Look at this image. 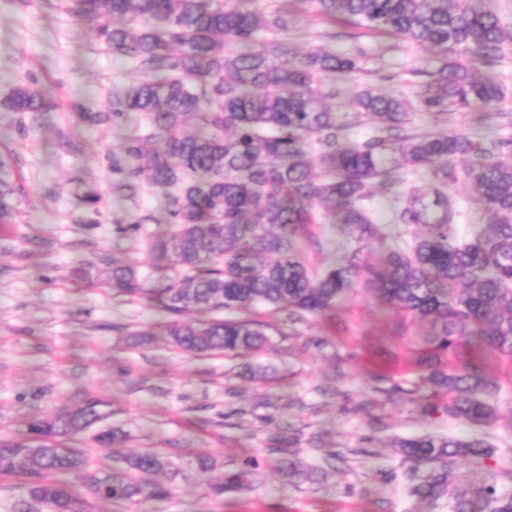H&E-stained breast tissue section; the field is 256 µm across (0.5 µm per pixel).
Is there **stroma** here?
Returning <instances> with one entry per match:
<instances>
[{"mask_svg":"<svg viewBox=\"0 0 512 512\" xmlns=\"http://www.w3.org/2000/svg\"><path fill=\"white\" fill-rule=\"evenodd\" d=\"M266 13L289 7L287 32L263 31L259 45L286 40L293 52L323 48L345 56L363 49L360 71L337 76L330 104L353 138L369 125L354 122L351 96L365 84L417 102L434 55L407 41L350 38L315 17L310 0H258ZM72 0H0V99L26 81L51 92L58 107L40 117L0 107V154L11 153L21 188L11 223L0 224V439L26 421L85 398L108 400L109 425L129 432L122 453L157 449L177 458L194 449L215 466L189 471L173 484L164 512H406V468L400 438L430 434L466 439L485 432L495 452L488 465L512 471V359H483L501 384L499 417L478 428L422 413L428 391L421 326L403 321L359 289L335 310L292 322L256 310L270 343L249 357H195L155 331L160 317L144 300L100 287L110 259L152 272L149 241L168 233L160 220L163 190L145 185L133 201L112 197L110 157L140 120L93 128L79 113L96 112L135 79L115 62ZM483 74L507 97L492 117L449 113L451 133L512 141V46ZM101 195L88 207V189ZM304 244L315 272L336 265L349 243L332 224H317ZM291 446L300 461L321 468L319 482L283 484L267 460ZM249 457L260 458L252 491L210 496L209 486Z\"/></svg>","mask_w":512,"mask_h":512,"instance_id":"stroma-1","label":"stroma"}]
</instances>
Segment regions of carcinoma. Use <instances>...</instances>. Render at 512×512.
Listing matches in <instances>:
<instances>
[{
    "instance_id": "cac0c4a2",
    "label": "carcinoma",
    "mask_w": 512,
    "mask_h": 512,
    "mask_svg": "<svg viewBox=\"0 0 512 512\" xmlns=\"http://www.w3.org/2000/svg\"><path fill=\"white\" fill-rule=\"evenodd\" d=\"M318 16L355 30L403 38L435 51L441 64L428 73L420 111L434 124L450 112L500 106L506 93L479 63L512 45L490 0H312ZM74 14L91 21L116 59L143 78L112 97L101 112H80L91 125L118 126L132 116L146 129L112 152V196L134 200L143 181L163 187L172 233L150 242L158 268L185 271L156 287L137 269L114 259L104 285L139 297L163 316L162 334L179 350L248 356L268 344L255 319L197 321L201 311L250 312L270 308L296 321L322 315L358 288L383 305L428 326L423 336L435 354L473 342L485 355L512 358L511 141L474 139L435 129L409 131L410 102L372 86L352 98L355 114L372 127L362 141L326 105L335 90L322 77L359 69L363 52H309L283 65L288 46H256L260 29H288L290 11L265 14L257 0H78ZM0 106L45 114L48 92L18 84ZM0 158V224L12 220L17 189ZM404 170L409 180L395 177ZM465 178L474 188L480 222L468 237L458 232L460 202L451 186ZM389 202L387 221L375 216L378 197ZM325 220L352 244L342 263L312 273L303 257L308 227ZM402 225L425 232L396 242ZM378 247L370 261L364 252ZM421 385L448 396V419L487 426L496 418L498 382L476 362L445 372L431 369ZM106 402L88 397L30 421L0 440V474L23 479L43 512H91L92 501L163 505L168 482L183 463L158 451L122 458L110 470L89 465L85 439L112 448L129 435L110 426ZM413 505L408 512H512V473L487 471L477 485L460 482L456 461L487 464L492 445L483 437L430 435L396 444ZM277 468L291 485L317 481L295 450ZM255 458L224 472L211 494L252 489Z\"/></svg>"
}]
</instances>
